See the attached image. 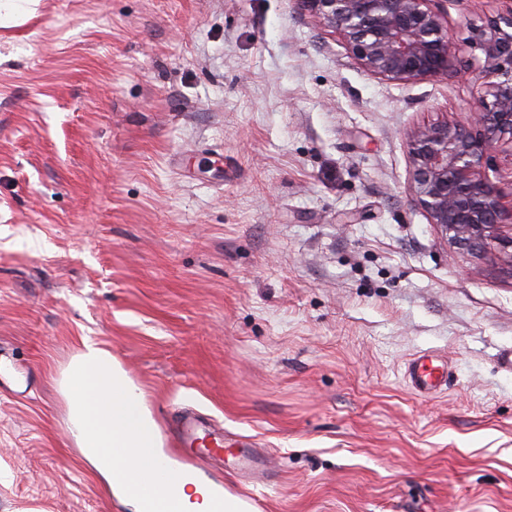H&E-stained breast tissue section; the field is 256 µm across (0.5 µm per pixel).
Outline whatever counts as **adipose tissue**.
<instances>
[{
	"label": "adipose tissue",
	"instance_id": "1",
	"mask_svg": "<svg viewBox=\"0 0 512 512\" xmlns=\"http://www.w3.org/2000/svg\"><path fill=\"white\" fill-rule=\"evenodd\" d=\"M68 436L113 491L125 495L133 512H167L128 493V483L156 465L161 435L136 384L111 351L92 339L67 368L61 388ZM211 485L191 471L177 469L168 495L177 512H211Z\"/></svg>",
	"mask_w": 512,
	"mask_h": 512
}]
</instances>
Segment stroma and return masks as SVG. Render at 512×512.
Here are the masks:
<instances>
[{"mask_svg": "<svg viewBox=\"0 0 512 512\" xmlns=\"http://www.w3.org/2000/svg\"><path fill=\"white\" fill-rule=\"evenodd\" d=\"M449 78L362 68L298 0H39L0 24V512H130L69 438L92 338L171 451L192 410L257 461L254 512H512V273L416 205ZM446 361L413 393L407 363ZM448 364L431 354L411 359L405 370L409 388L418 395H431L448 386Z\"/></svg>", "mask_w": 512, "mask_h": 512, "instance_id": "stroma-1", "label": "stroma"}]
</instances>
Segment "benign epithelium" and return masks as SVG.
I'll use <instances>...</instances> for the list:
<instances>
[{
    "mask_svg": "<svg viewBox=\"0 0 512 512\" xmlns=\"http://www.w3.org/2000/svg\"><path fill=\"white\" fill-rule=\"evenodd\" d=\"M366 71L392 81L455 73L456 42L433 0H299ZM479 92L464 123H433L408 142L415 202L455 247L512 267V210L486 169L512 157V5L469 29Z\"/></svg>",
    "mask_w": 512,
    "mask_h": 512,
    "instance_id": "benign-epithelium-1",
    "label": "benign epithelium"
}]
</instances>
